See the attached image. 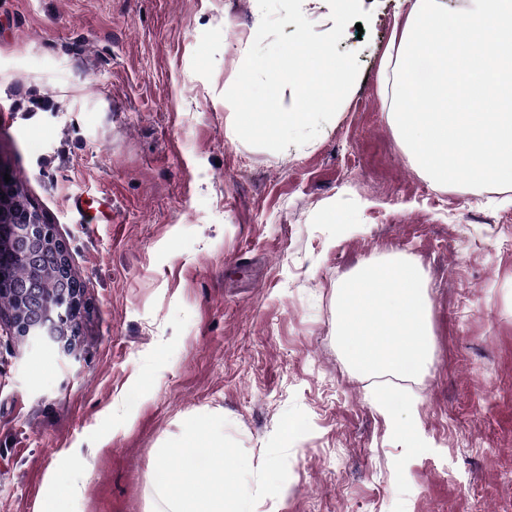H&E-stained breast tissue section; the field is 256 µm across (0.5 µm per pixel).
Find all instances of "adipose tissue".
I'll return each mask as SVG.
<instances>
[{
  "label": "adipose tissue",
  "mask_w": 512,
  "mask_h": 512,
  "mask_svg": "<svg viewBox=\"0 0 512 512\" xmlns=\"http://www.w3.org/2000/svg\"><path fill=\"white\" fill-rule=\"evenodd\" d=\"M338 336L354 369L373 377L423 370L433 350L422 267L396 258L358 267L338 295Z\"/></svg>",
  "instance_id": "adipose-tissue-1"
}]
</instances>
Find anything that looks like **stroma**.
I'll use <instances>...</instances> for the list:
<instances>
[{
    "mask_svg": "<svg viewBox=\"0 0 512 512\" xmlns=\"http://www.w3.org/2000/svg\"><path fill=\"white\" fill-rule=\"evenodd\" d=\"M348 25L358 78L320 133L229 141L224 92L258 0H0V162L84 285L75 352L0 316V512H152L161 445L218 414L259 467L281 415L312 430L259 512H512V205L437 187L392 125L383 65L402 0ZM96 197L80 214L74 197ZM400 252L428 274L434 355L366 378L337 292ZM413 400L422 443L378 391ZM79 495H69L71 486ZM415 402H410L404 407V419L396 417L391 409V405L387 399L385 392L377 393L375 397V407L377 411L386 417L396 429H408L417 419Z\"/></svg>",
    "mask_w": 512,
    "mask_h": 512,
    "instance_id": "1",
    "label": "stroma"
}]
</instances>
